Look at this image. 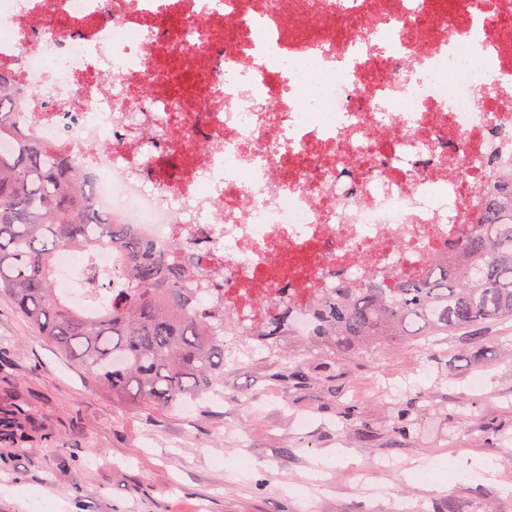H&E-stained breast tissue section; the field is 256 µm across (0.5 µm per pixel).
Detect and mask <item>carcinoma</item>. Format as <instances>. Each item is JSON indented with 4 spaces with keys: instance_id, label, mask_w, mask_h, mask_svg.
<instances>
[{
    "instance_id": "carcinoma-1",
    "label": "carcinoma",
    "mask_w": 512,
    "mask_h": 512,
    "mask_svg": "<svg viewBox=\"0 0 512 512\" xmlns=\"http://www.w3.org/2000/svg\"><path fill=\"white\" fill-rule=\"evenodd\" d=\"M0 75V293L41 336L112 389L158 408L224 386V332L257 336L271 348L289 324L290 306L273 307L262 329L243 331L224 319L207 287L211 275L191 262H171L121 224L89 208L92 184L41 144L23 138L19 106ZM477 224L463 225L450 263L395 288L341 286L315 307L309 339L337 351H361L409 336L476 330L512 319V174L489 190ZM118 251L117 278L87 269L90 294L109 299L88 313L56 288L63 251Z\"/></svg>"
}]
</instances>
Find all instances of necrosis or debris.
Masks as SVG:
<instances>
[{
    "label": "necrosis or debris",
    "mask_w": 512,
    "mask_h": 512,
    "mask_svg": "<svg viewBox=\"0 0 512 512\" xmlns=\"http://www.w3.org/2000/svg\"><path fill=\"white\" fill-rule=\"evenodd\" d=\"M0 73L95 212L299 337L339 284L446 262L512 169V0H0ZM90 263L121 258L56 262L82 308Z\"/></svg>",
    "instance_id": "obj_1"
}]
</instances>
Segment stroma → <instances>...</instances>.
Returning <instances> with one entry per match:
<instances>
[{"mask_svg":"<svg viewBox=\"0 0 512 512\" xmlns=\"http://www.w3.org/2000/svg\"><path fill=\"white\" fill-rule=\"evenodd\" d=\"M482 334L236 349L225 397L186 412L115 398L0 294V512H512V319Z\"/></svg>","mask_w":512,"mask_h":512,"instance_id":"obj_1","label":"stroma"}]
</instances>
